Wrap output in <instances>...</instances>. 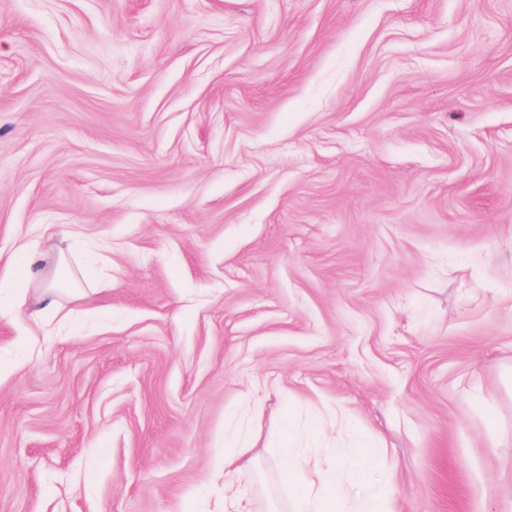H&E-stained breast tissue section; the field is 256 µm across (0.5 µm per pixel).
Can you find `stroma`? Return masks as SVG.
Segmentation results:
<instances>
[{"label": "stroma", "mask_w": 512, "mask_h": 512, "mask_svg": "<svg viewBox=\"0 0 512 512\" xmlns=\"http://www.w3.org/2000/svg\"><path fill=\"white\" fill-rule=\"evenodd\" d=\"M0 281V512H512V0H0ZM224 447V469H230L239 474L251 471L253 459L248 456L250 448L242 447L240 442L230 438L225 439ZM350 469L310 470L298 464V448H281L280 461L288 469L296 492L293 512H331L339 503L343 512H394L384 484L374 485L370 479V465L380 455L381 448L373 444L361 447ZM367 488L366 494L355 503L347 496L350 486ZM333 495H329V491Z\"/></svg>", "instance_id": "obj_1"}]
</instances>
